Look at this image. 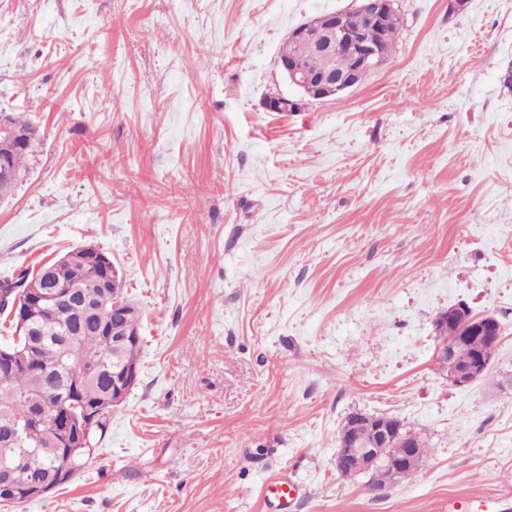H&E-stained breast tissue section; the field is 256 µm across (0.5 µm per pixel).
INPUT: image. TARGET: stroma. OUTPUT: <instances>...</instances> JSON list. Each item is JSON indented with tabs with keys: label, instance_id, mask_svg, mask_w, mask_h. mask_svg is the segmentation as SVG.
I'll use <instances>...</instances> for the list:
<instances>
[{
	"label": "stroma",
	"instance_id": "35a3bbf8",
	"mask_svg": "<svg viewBox=\"0 0 512 512\" xmlns=\"http://www.w3.org/2000/svg\"><path fill=\"white\" fill-rule=\"evenodd\" d=\"M355 0H0V112L42 140L0 201V278L82 245L139 313L135 385L76 480L8 512H496L512 496V0H399L391 56L304 98L289 32ZM280 94L299 111H268ZM502 340L458 387L436 321ZM354 412L430 450L382 491ZM357 420H363L370 428V433L367 438L356 437L354 433L350 431H344L341 434L339 431V446L336 449V457L334 459V465L336 470H341L345 465L350 462L366 467L371 463H375L383 457L384 449L391 448L389 450L390 455L399 453V450L406 451L405 448H392L395 444L396 439H402L405 443L409 442V436L404 435L402 430L405 429L406 424L397 422L396 424L390 425L387 421L379 420V418L372 415L363 413H355L354 418ZM406 430L411 434L415 447L420 449V459L423 460L427 456L428 442L421 436L420 433L412 430L406 426ZM343 477H352L359 475L368 476V485L374 491H381L389 487V482L392 479L390 469L387 465L378 466L371 470L369 474H364L360 470L354 468H344L340 471ZM297 491V487L290 480L277 477L267 486L266 497L273 504L276 503L278 509L284 510L295 501Z\"/></svg>",
	"mask_w": 512,
	"mask_h": 512
}]
</instances>
